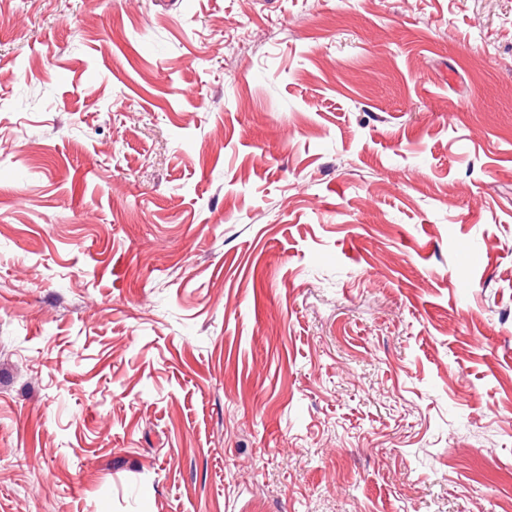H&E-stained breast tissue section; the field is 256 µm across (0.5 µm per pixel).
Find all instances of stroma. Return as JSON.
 Returning <instances> with one entry per match:
<instances>
[{"label": "stroma", "mask_w": 512, "mask_h": 512, "mask_svg": "<svg viewBox=\"0 0 512 512\" xmlns=\"http://www.w3.org/2000/svg\"><path fill=\"white\" fill-rule=\"evenodd\" d=\"M0 512H512V0H0Z\"/></svg>", "instance_id": "35a3bbf8"}]
</instances>
